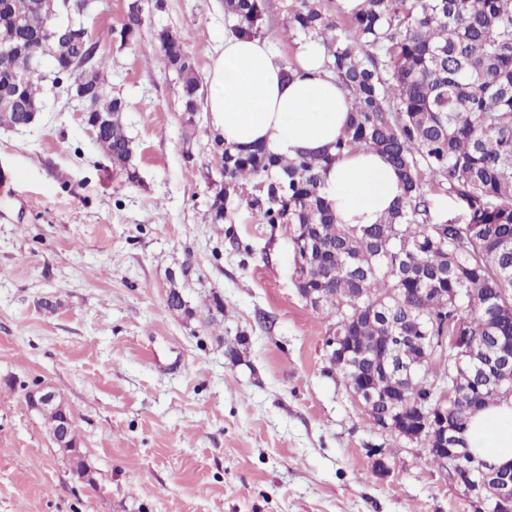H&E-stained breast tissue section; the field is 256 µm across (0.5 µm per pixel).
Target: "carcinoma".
Listing matches in <instances>:
<instances>
[{
	"mask_svg": "<svg viewBox=\"0 0 512 512\" xmlns=\"http://www.w3.org/2000/svg\"><path fill=\"white\" fill-rule=\"evenodd\" d=\"M41 0H0V45L29 48L37 30L25 24ZM232 32L262 35L268 0H225ZM142 5L129 6L122 32L143 25ZM289 35L317 38L325 64L352 97L349 124L335 153L279 158L262 146H224L216 163L224 195L259 180L245 198L266 224L305 225L319 246L299 250L297 288L321 289L316 308L330 326L349 327L363 347L346 364L329 367L346 388L375 379L386 392L404 391L415 412L424 387L448 381L441 355L452 357L448 330L461 324L488 351H512V0H364L358 11H324L320 0H295ZM163 63L181 81L183 111H200L193 59L180 39L161 30ZM71 52L52 70L78 79ZM94 121L107 123L97 142L112 164L127 167L134 148L121 118L122 101L106 93L100 66ZM34 74L20 83L0 67V92L18 103L0 106V126H20L41 111L47 88ZM375 150L397 171L402 195L382 220L360 229L339 224L323 192L322 171L346 151ZM461 201L466 222L434 220L431 194ZM433 338V361L402 381L381 371L389 337ZM462 400L448 422H465L470 406L512 396V372L489 385L476 372L461 378Z\"/></svg>",
	"mask_w": 512,
	"mask_h": 512,
	"instance_id": "cac0c4a2",
	"label": "carcinoma"
}]
</instances>
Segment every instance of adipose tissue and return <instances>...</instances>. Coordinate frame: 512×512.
<instances>
[{"label":"adipose tissue","instance_id":"adipose-tissue-1","mask_svg":"<svg viewBox=\"0 0 512 512\" xmlns=\"http://www.w3.org/2000/svg\"><path fill=\"white\" fill-rule=\"evenodd\" d=\"M324 62L315 41L300 43L289 69L265 39L226 34L209 74L211 126L226 144H257L289 158L332 150L345 132L350 100ZM323 181L341 224L377 223L402 193L398 175L374 151H352L331 161ZM465 436L478 459L512 462V397L475 411Z\"/></svg>","mask_w":512,"mask_h":512}]
</instances>
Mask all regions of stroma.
Listing matches in <instances>:
<instances>
[{"label":"stroma","instance_id":"35a3bbf8","mask_svg":"<svg viewBox=\"0 0 512 512\" xmlns=\"http://www.w3.org/2000/svg\"><path fill=\"white\" fill-rule=\"evenodd\" d=\"M130 3L95 0L79 20L124 103L134 176L67 95H47L29 128L0 127V512H472L447 470L375 431L328 374L329 322L297 291L285 228L242 193L229 222L210 221L217 133L184 121L155 34L180 36L206 78L224 0H150L124 43ZM292 3L270 0L265 28L288 62ZM172 290L187 310L168 308ZM39 383L72 409L93 483L28 406Z\"/></svg>","mask_w":512,"mask_h":512}]
</instances>
